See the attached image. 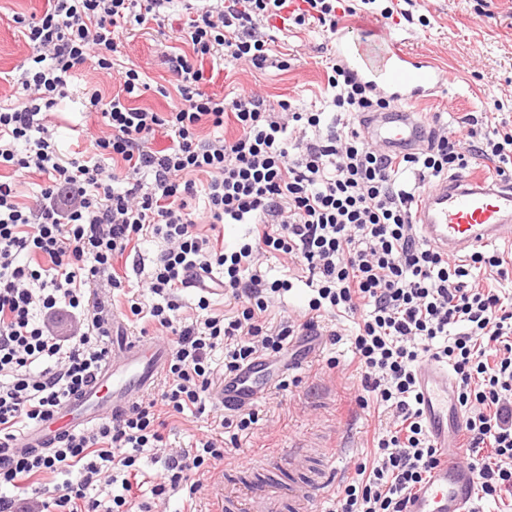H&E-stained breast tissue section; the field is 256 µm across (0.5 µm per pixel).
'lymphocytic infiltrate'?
Masks as SVG:
<instances>
[{
	"label": "lymphocytic infiltrate",
	"instance_id": "f902f5d3",
	"mask_svg": "<svg viewBox=\"0 0 512 512\" xmlns=\"http://www.w3.org/2000/svg\"><path fill=\"white\" fill-rule=\"evenodd\" d=\"M180 7L179 46L161 55L175 79L168 111L134 106L149 85L138 66L116 62L131 31L163 32ZM348 0H47L38 15L13 21L28 47L16 101L0 104V512H26L17 496L41 476L76 473L41 512H98L91 492L102 474L121 481L112 512L134 495L144 450L163 457L166 489L196 495L214 462L230 451L213 437L171 451L164 415L204 412L215 387L212 355L224 352L232 374L258 352L280 353L290 337L316 329L338 311L352 336L363 393L360 407L389 410L392 430L373 442L371 464H357L340 492V512H407L415 489L437 462L419 412L416 373L435 360L453 370L464 412L461 451L483 496L512 495V299L480 281L482 271L512 278V263L476 251L453 262L425 243L415 207L437 180L477 160L512 179V122L498 101L481 114L434 124L426 145L401 156L367 142V112L393 104L343 62L328 64L321 106L271 102L250 90L232 97L203 91L206 67L264 68L272 58L275 20L335 31L355 15ZM117 84L111 97L81 88L86 112L101 128L85 130L89 149L62 153L52 112L82 71ZM235 133L220 135L225 123ZM218 134L204 138L202 126ZM168 144L156 148L157 137ZM39 175L22 201L21 187ZM247 224V241L225 250L200 225ZM161 240L152 269L140 279L151 294L126 299L140 335L170 341L163 386L124 416L58 435L52 448L17 449L27 430L49 420L112 357L114 292L126 277L115 260L145 238ZM278 252L306 275L313 295L302 320L271 324L265 314L287 280L268 281L258 263ZM217 278L240 300L234 316L211 312L199 295L198 315L180 316L177 292L191 275ZM69 319L68 335L56 325Z\"/></svg>",
	"mask_w": 512,
	"mask_h": 512
}]
</instances>
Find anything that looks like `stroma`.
Returning a JSON list of instances; mask_svg holds the SVG:
<instances>
[{
	"mask_svg": "<svg viewBox=\"0 0 512 512\" xmlns=\"http://www.w3.org/2000/svg\"><path fill=\"white\" fill-rule=\"evenodd\" d=\"M413 3L414 14L425 15L429 26L396 27L391 31L392 38L406 40L409 48L439 60L449 74L442 91L434 99L417 104V111L428 118L440 116L446 122L480 111L484 102L497 99L504 104L503 117L512 120V0ZM45 6V0H0V72L17 71L26 56L13 15L39 14ZM177 26V18H170L164 33L138 31L120 46L119 61L140 66L150 86L137 99V106L168 111L169 99L157 92L170 79L159 56V44L162 37H175ZM275 38V49L286 54L287 67L259 70L245 65L230 66L207 83V91L231 95L254 88L271 100L308 106L326 84L327 35L321 29L288 22L280 26ZM54 121L63 151L88 147V140L78 130L89 124L90 119L79 100L64 99ZM261 269L269 279L294 280L291 290L270 304L267 318L271 323L306 309L311 290L298 281V272L290 268L286 256L265 255ZM319 328L339 332L341 341L333 344L325 340L315 349L308 337H297L294 349L304 362L289 373L294 383L285 391L272 390L254 406L257 421L248 433L242 434L235 464L250 462L267 449L284 448L298 439L335 449L336 471L341 479L352 476L356 464L370 462L372 439L389 428L391 417L384 410L361 408L355 401L362 386L351 348L352 318L342 313L329 315L321 318ZM331 359L336 360V368L328 367ZM205 405L203 414L168 418L164 434L170 448H187L202 437L220 433L227 410L213 398L206 399ZM137 465L143 486L131 512H182L186 491H169L160 496L151 492L153 485L161 481L162 463L145 455Z\"/></svg>",
	"mask_w": 512,
	"mask_h": 512,
	"instance_id": "1",
	"label": "stroma"
}]
</instances>
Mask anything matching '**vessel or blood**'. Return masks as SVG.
Segmentation results:
<instances>
[{"label": "vessel or blood", "mask_w": 512, "mask_h": 512, "mask_svg": "<svg viewBox=\"0 0 512 512\" xmlns=\"http://www.w3.org/2000/svg\"><path fill=\"white\" fill-rule=\"evenodd\" d=\"M349 30L346 23L336 28L337 55L359 79L389 91L401 102L399 108L371 115L363 126L366 138L390 154L421 147L424 122L411 105L442 88L446 72L397 41L381 63L371 64L363 48L349 39ZM415 221L427 244L454 258L500 240L512 242V184L491 180L479 171L450 175L424 194ZM169 357L167 344L130 335L123 319L113 316L111 359L50 423L25 433L18 448H45L58 432L122 415L155 387ZM267 364V359L257 358L237 378L225 380L218 392L221 405L243 408L262 398L273 383ZM418 382L422 419L438 450V461L414 491L410 512H470L475 493L472 473L461 461L458 447L448 443L452 383L448 369L432 361L423 363ZM281 454L295 474L285 483L268 478L271 464L264 459L225 470L223 512H317L319 498L334 485L335 457L326 449L313 451L297 444Z\"/></svg>", "instance_id": "obj_1"}]
</instances>
